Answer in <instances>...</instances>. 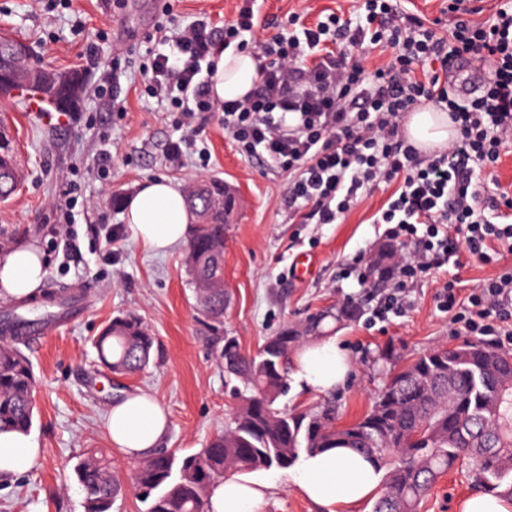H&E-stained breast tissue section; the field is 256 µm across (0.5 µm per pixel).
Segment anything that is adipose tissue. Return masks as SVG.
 <instances>
[{"label":"adipose tissue","instance_id":"adipose-tissue-1","mask_svg":"<svg viewBox=\"0 0 512 512\" xmlns=\"http://www.w3.org/2000/svg\"><path fill=\"white\" fill-rule=\"evenodd\" d=\"M257 63L251 53L221 54L211 75L217 101L245 96L254 86ZM455 135L443 112L414 113L406 138L423 151L447 145ZM194 220L182 191L160 179L143 184L130 199L126 212L130 237L148 251L163 253L184 241ZM46 275V261L34 246L23 244L0 252V295L23 299L35 295ZM351 370L335 337L325 336L303 346L294 356V376L304 388L328 392L345 382ZM112 445L129 458H138L159 447L168 429L166 408L152 396L135 392L112 404L106 416ZM39 445L32 435L0 432V475L29 471ZM288 478L299 492L324 512H356L381 485L377 465L346 448L303 456ZM269 486L250 475L233 474L217 483L209 497L210 512H261Z\"/></svg>","mask_w":512,"mask_h":512}]
</instances>
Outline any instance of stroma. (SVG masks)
<instances>
[{
	"label": "stroma",
	"mask_w": 512,
	"mask_h": 512,
	"mask_svg": "<svg viewBox=\"0 0 512 512\" xmlns=\"http://www.w3.org/2000/svg\"><path fill=\"white\" fill-rule=\"evenodd\" d=\"M0 0V35L25 41L30 61L60 72H83L78 57L85 32L102 31L99 53L127 65V77L140 82L144 36L164 18L155 0ZM238 0H174L186 25L200 15L214 26L231 21ZM75 108L59 126L45 125L27 110L24 97H0V127L22 170L21 186L0 201V236L32 243L45 255L47 275L41 292L63 290L76 296L70 323L51 324L22 347L37 380L31 435L41 454L25 474L0 478V512H84L85 493L76 468L94 448L109 449L112 465L129 477L133 460L111 447L106 413L131 392H146L169 414L162 441L177 456L195 453L216 434L235 406L232 383L215 356L196 292L184 264L185 245L155 254L124 233L127 198L156 178L179 189L204 179L235 188L238 212L224 240V289L228 305L224 329L242 347L257 352L284 326L351 302L361 309L353 321L326 319L322 333L336 337L351 363L346 384L309 392L289 382L279 407L331 408L337 424H349L369 411L391 371L430 349L457 345L466 334H451L448 315L435 299L452 278L476 287L496 271L463 258L445 265L406 289L402 316L376 325L369 319L377 280L359 284L344 277L355 258L370 259L384 242V228L372 221L393 189H372L337 224H296L284 204L288 175L273 163L248 157L222 125L217 112L190 120L191 140L179 159L169 155L178 140L173 113L157 99L129 91L125 109L110 111L94 96V76ZM109 157L101 175L97 162ZM76 195H69L70 183ZM312 261L310 275L292 274L298 256ZM125 312L139 315L155 337L148 367L116 377L98 362L93 339L101 327ZM270 485L262 512H320L303 497L286 470L260 471ZM470 468L458 464L442 475L419 512H459L474 495Z\"/></svg>",
	"instance_id": "35a3bbf8"
}]
</instances>
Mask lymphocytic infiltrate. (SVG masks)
I'll return each mask as SVG.
<instances>
[{
	"label": "lymphocytic infiltrate",
	"mask_w": 512,
	"mask_h": 512,
	"mask_svg": "<svg viewBox=\"0 0 512 512\" xmlns=\"http://www.w3.org/2000/svg\"><path fill=\"white\" fill-rule=\"evenodd\" d=\"M357 20L343 9L307 26L300 15L263 40L256 0H241L216 37L206 19L145 41L141 74L146 93L168 100L184 116L218 112L247 155L262 154L288 174L284 201L303 224L337 223L370 185L398 188L376 223L386 237L412 244L375 317L402 315L406 282L468 254L499 271L469 293L451 280L436 295L458 333L496 337L512 351V209L507 192L486 194L505 143L512 141V0L487 18L466 0H451L448 34L425 27L401 0H359ZM257 49L259 80L244 99L218 102L202 76L229 47ZM388 50L387 66L367 70L349 49ZM480 64L485 78L474 98L458 97L460 63ZM427 104L448 115L457 136L423 155L400 131L399 117Z\"/></svg>",
	"instance_id": "1"
}]
</instances>
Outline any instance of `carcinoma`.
Wrapping results in <instances>:
<instances>
[{
    "label": "carcinoma",
    "mask_w": 512,
    "mask_h": 512,
    "mask_svg": "<svg viewBox=\"0 0 512 512\" xmlns=\"http://www.w3.org/2000/svg\"><path fill=\"white\" fill-rule=\"evenodd\" d=\"M42 83L31 87L68 112L82 92L80 77L35 69ZM21 172L8 146L0 144V201L11 196ZM201 221L192 225L186 263L207 326L216 336L215 353L224 372L235 377L239 404L224 432L199 452L177 459L166 448L140 458L131 485L144 496L147 512H208L211 486L238 472L287 469L300 453L351 448L384 471L372 512H418L436 479L459 459L472 465L476 482L512 499V354L467 341L454 349L435 348L393 374L371 409L338 426L327 409L288 412L277 406L288 392V354L316 333L323 320L351 319L356 306L321 311L266 339L255 354L224 332V182L210 180L185 194ZM401 256L397 244L381 245L372 273L385 277ZM56 313L36 305L0 321V430L28 431L33 424L36 381L28 358L6 337L35 324H50ZM154 337L133 312L112 317L94 339L100 363L114 374L144 369ZM85 512H111L125 485L111 462L93 450L78 466Z\"/></svg>",
    "instance_id": "carcinoma-1"
}]
</instances>
